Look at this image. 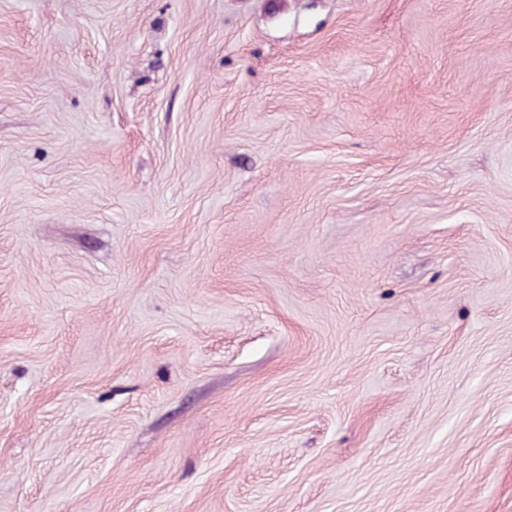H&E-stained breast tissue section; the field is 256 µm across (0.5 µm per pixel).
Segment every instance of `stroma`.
<instances>
[{"mask_svg": "<svg viewBox=\"0 0 512 512\" xmlns=\"http://www.w3.org/2000/svg\"><path fill=\"white\" fill-rule=\"evenodd\" d=\"M0 512H512V0H0Z\"/></svg>", "mask_w": 512, "mask_h": 512, "instance_id": "1", "label": "stroma"}]
</instances>
